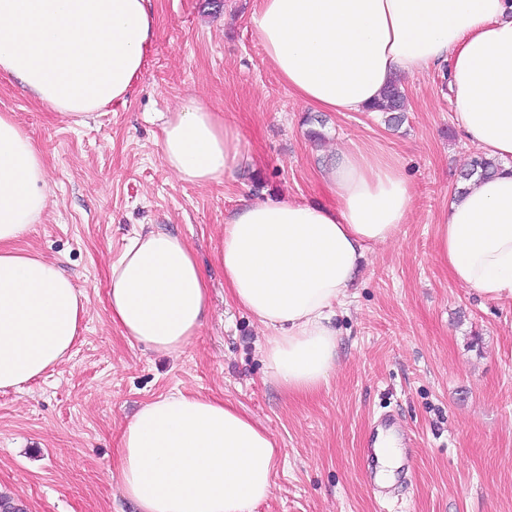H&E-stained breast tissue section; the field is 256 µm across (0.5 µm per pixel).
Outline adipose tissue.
Instances as JSON below:
<instances>
[{
	"label": "adipose tissue",
	"mask_w": 512,
	"mask_h": 512,
	"mask_svg": "<svg viewBox=\"0 0 512 512\" xmlns=\"http://www.w3.org/2000/svg\"><path fill=\"white\" fill-rule=\"evenodd\" d=\"M253 21L267 60L315 112H363L396 76L447 68L462 138L499 164L451 194L436 226L439 260L461 287L512 297V0H259ZM152 0H0V76L69 117L124 100L154 36ZM222 113L185 97L161 128L179 180L208 185L250 162ZM46 165L0 114V391L68 356L85 297L22 242L47 205ZM336 202L246 203L214 251L231 301L268 332V376L293 396L316 393L337 360L334 318L367 250L394 241L414 203L392 158L336 150L321 170ZM109 315L129 342L187 348L209 291L185 238L139 226L109 273ZM112 474L138 512H252L274 489L280 450L238 405L170 393L121 428Z\"/></svg>",
	"instance_id": "1"
}]
</instances>
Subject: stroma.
I'll use <instances>...</instances> for the list:
<instances>
[{"mask_svg": "<svg viewBox=\"0 0 512 512\" xmlns=\"http://www.w3.org/2000/svg\"><path fill=\"white\" fill-rule=\"evenodd\" d=\"M153 4L155 36L128 96L82 125L0 79V113L47 166V206L23 244L86 297L70 356L0 391V493L22 512H136L111 477L117 433L142 403L181 391L235 403L275 440L274 490L253 512H512V298L477 297L436 256V226L473 151L447 77H401L406 120L396 129L378 112H313L267 62L256 0ZM189 94L223 113L252 168L204 186L172 174L161 124ZM340 146L397 156L413 212L398 242L372 248L338 312L328 384L293 397L268 379L264 332L226 295L213 245L244 202L333 203L319 171ZM142 224L185 237L209 282L198 336L168 355L129 343L109 316L111 263ZM387 412L414 435L411 470L374 489L365 438Z\"/></svg>", "mask_w": 512, "mask_h": 512, "instance_id": "stroma-1", "label": "stroma"}]
</instances>
